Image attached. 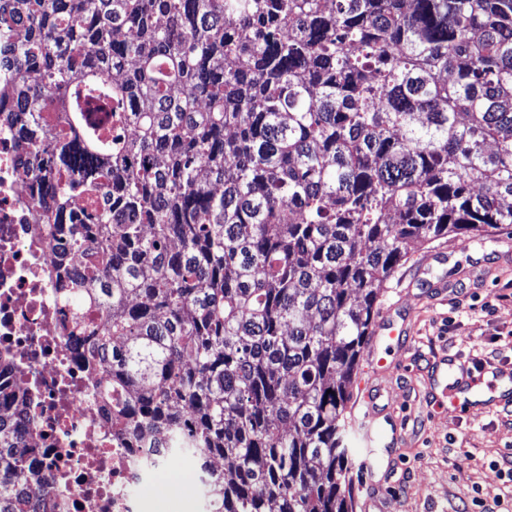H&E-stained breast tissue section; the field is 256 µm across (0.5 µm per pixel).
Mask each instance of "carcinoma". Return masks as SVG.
I'll return each instance as SVG.
<instances>
[{"label":"carcinoma","instance_id":"obj_1","mask_svg":"<svg viewBox=\"0 0 512 512\" xmlns=\"http://www.w3.org/2000/svg\"><path fill=\"white\" fill-rule=\"evenodd\" d=\"M13 36L0 125L38 131L46 223L86 200L64 298L118 434L223 460L210 512H353L385 283L512 229V0H0ZM26 455L0 409V512L48 492Z\"/></svg>","mask_w":512,"mask_h":512}]
</instances>
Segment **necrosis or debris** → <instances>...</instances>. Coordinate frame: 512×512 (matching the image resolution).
<instances>
[{"label":"necrosis or debris","mask_w":512,"mask_h":512,"mask_svg":"<svg viewBox=\"0 0 512 512\" xmlns=\"http://www.w3.org/2000/svg\"><path fill=\"white\" fill-rule=\"evenodd\" d=\"M29 159L17 132L0 128V407L53 487L45 512H141L143 485L182 473V458L150 467L143 439L115 434L96 388L107 369L85 367L59 299L54 240L31 204L46 186L27 175Z\"/></svg>","instance_id":"obj_1"}]
</instances>
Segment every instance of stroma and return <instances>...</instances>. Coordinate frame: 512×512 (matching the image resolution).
Instances as JSON below:
<instances>
[{
  "label": "stroma",
  "mask_w": 512,
  "mask_h": 512,
  "mask_svg": "<svg viewBox=\"0 0 512 512\" xmlns=\"http://www.w3.org/2000/svg\"><path fill=\"white\" fill-rule=\"evenodd\" d=\"M508 250L512 236L505 233L468 243L443 238L411 250L388 282L381 308L410 336V349L375 377L360 361L352 389L374 379L381 403L395 408L399 459L384 474L351 470L353 512H463L476 497L489 512H503L512 503V483L503 476L512 458V399L486 395L463 415L426 374L428 362L442 357L512 372ZM419 270L429 287L413 284ZM142 495L145 512H201L187 481L176 495L161 482L145 485Z\"/></svg>",
  "instance_id": "1"
}]
</instances>
